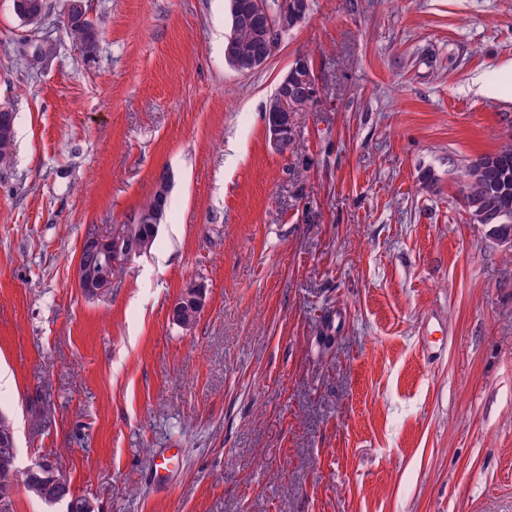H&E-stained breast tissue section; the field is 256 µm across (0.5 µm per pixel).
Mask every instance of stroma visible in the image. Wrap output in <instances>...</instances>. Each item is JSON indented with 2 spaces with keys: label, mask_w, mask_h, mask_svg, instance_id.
<instances>
[{
  "label": "stroma",
  "mask_w": 512,
  "mask_h": 512,
  "mask_svg": "<svg viewBox=\"0 0 512 512\" xmlns=\"http://www.w3.org/2000/svg\"><path fill=\"white\" fill-rule=\"evenodd\" d=\"M0 0V414L98 512H512V247L461 204L512 129V0H310L249 74L226 0ZM56 55L37 67L24 39ZM308 56L318 102L275 152L265 106ZM104 293L90 232L150 201ZM206 307L167 311L188 283ZM176 455L165 479L154 466ZM64 11L77 23H81L88 16L83 0L66 1ZM77 23L67 25L63 22V26L69 39L73 43L79 44L85 39V32ZM159 226L150 224L148 234L139 240H131L123 225L114 228L110 236L92 234L86 237L74 270L78 288L88 295H97L110 288L118 266L133 255L145 253ZM88 257L91 258L89 262Z\"/></svg>",
  "instance_id": "35a3bbf8"
}]
</instances>
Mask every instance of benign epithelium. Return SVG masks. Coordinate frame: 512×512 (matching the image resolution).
Here are the masks:
<instances>
[{"instance_id":"benign-epithelium-1","label":"benign epithelium","mask_w":512,"mask_h":512,"mask_svg":"<svg viewBox=\"0 0 512 512\" xmlns=\"http://www.w3.org/2000/svg\"><path fill=\"white\" fill-rule=\"evenodd\" d=\"M46 11L45 0H29L24 6L23 21L37 24ZM288 28V18L277 25L279 35L271 38L262 48L259 59L267 62L280 44L284 31ZM299 81L307 86H317L312 69L295 64L285 73L280 85V109L267 124L268 139L278 152H284V143L291 132L292 112L295 111V94L290 86ZM159 225L152 224L148 234L139 240H132L123 226L114 228L111 235L102 237L92 234L83 241L79 259L75 266L74 278L78 288L88 295H97L112 285L113 276L124 261L133 255L146 252L153 237L158 233ZM206 304V289L201 284H191L171 305L168 313L170 320L178 322L183 328L192 326L185 318L189 311L202 312ZM16 468V442L12 426H0V473L5 475L4 485H9ZM62 481L55 466L45 459H38L25 468V486L34 489L46 505L54 509L58 506L66 512H96L94 500L83 496L80 500L66 501L58 492Z\"/></svg>"}]
</instances>
